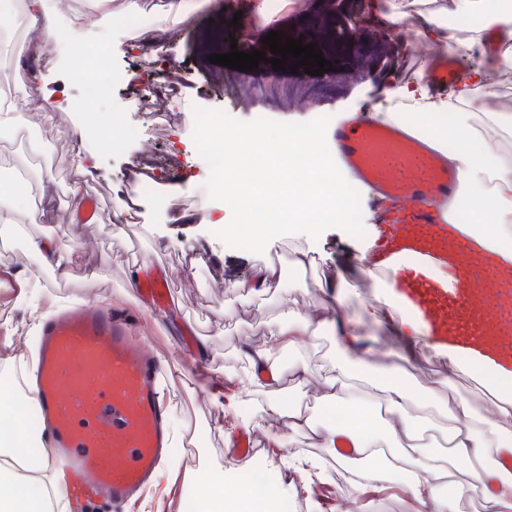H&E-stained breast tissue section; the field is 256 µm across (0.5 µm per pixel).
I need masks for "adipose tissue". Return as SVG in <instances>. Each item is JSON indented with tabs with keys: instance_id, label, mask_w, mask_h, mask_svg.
Returning <instances> with one entry per match:
<instances>
[{
	"instance_id": "1",
	"label": "adipose tissue",
	"mask_w": 512,
	"mask_h": 512,
	"mask_svg": "<svg viewBox=\"0 0 512 512\" xmlns=\"http://www.w3.org/2000/svg\"><path fill=\"white\" fill-rule=\"evenodd\" d=\"M455 9L458 14L479 17L469 37L458 43L465 50H482L487 70L477 73V81H484L491 72L499 84L511 86L512 0H455ZM407 96L417 124L442 115L444 123L434 129L432 145L447 153L452 165L460 169V195L473 206V223L462 224L456 203H449V224L473 238L483 251L512 263V153L482 147L488 134L512 136V113L475 112L464 94L435 95L422 84ZM455 137L462 145L452 152L448 141ZM360 262L362 272L375 280L380 294L374 321L405 335L406 354L414 356L423 341V330L394 291L396 267L373 263L366 253ZM326 328L336 334L338 356L333 370L319 375L304 361L285 362V353L297 349L300 337ZM361 332L359 322L335 323L321 307L305 314L287 310L269 322L262 344L246 354L245 390L277 381L285 372L300 383L315 376L320 380L317 399L326 415L305 416L298 406L270 401L257 406L253 418H287V434L276 439L281 448L288 447L294 435L313 432L320 447L335 457L337 466H350L360 487L391 482L393 471H400L401 485L417 512H461L463 501L475 494L481 498L482 512H512V468L505 464L512 457V376L488 375L495 397L490 414H476L467 400H458L452 423L443 435L444 446L435 448L424 441L427 412L435 398L423 399L418 413H411L408 386L379 375L359 354ZM360 376L366 378L369 394L356 392L355 381ZM35 440L27 430L0 439V512H72L54 461L45 457L30 460L28 452ZM343 444L352 448V456L339 454ZM202 512H256V495L248 485L239 484L232 502H225L223 480H212L203 494Z\"/></svg>"
}]
</instances>
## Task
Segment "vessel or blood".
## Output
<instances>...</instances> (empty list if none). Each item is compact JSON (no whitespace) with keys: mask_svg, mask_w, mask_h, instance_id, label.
Returning a JSON list of instances; mask_svg holds the SVG:
<instances>
[{"mask_svg":"<svg viewBox=\"0 0 512 512\" xmlns=\"http://www.w3.org/2000/svg\"><path fill=\"white\" fill-rule=\"evenodd\" d=\"M332 142L337 162L384 201L378 251L397 265L396 292L429 343L512 374V264L448 224L459 172L421 140L363 116L336 126ZM163 380L125 311L73 306L42 326L38 413L80 505L106 497L130 512L150 491L171 440Z\"/></svg>","mask_w":512,"mask_h":512,"instance_id":"1","label":"vessel or blood"}]
</instances>
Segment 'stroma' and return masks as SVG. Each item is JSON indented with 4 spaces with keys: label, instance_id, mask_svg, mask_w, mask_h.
<instances>
[{
    "label": "stroma",
    "instance_id": "1",
    "mask_svg": "<svg viewBox=\"0 0 512 512\" xmlns=\"http://www.w3.org/2000/svg\"><path fill=\"white\" fill-rule=\"evenodd\" d=\"M143 13L153 24L131 34L120 23L122 10L111 12L76 0H46L56 26L78 24L89 48L105 49L114 70L123 76L111 96L86 101L82 80L76 79L72 43L43 45L38 32L27 30L20 51L0 44V66L23 64L25 76L13 93L24 98L25 117H54L51 137L54 152L68 157L96 151L98 165L84 171L57 166L52 180L40 184L36 162L42 150L31 139H0V166L28 173L31 199L27 209L33 222L22 230L0 233V364L11 366L30 359L39 342V325L31 306L20 298L27 282L41 279L45 293L40 309L56 310L67 302L84 300L128 310L143 321V330L166 362V388L175 419L186 425L183 440L173 442L168 459L178 475L164 496L148 495L137 512H187L191 494H199L208 477L226 470L241 472L264 462L272 484L293 483L282 498L294 505L304 497L305 512H345L362 506L363 512H416L415 504L399 490L380 492L357 488L349 468L325 458L323 449L308 434L295 436L294 452L274 447V436L286 427L275 416L247 427L228 407L213 404L199 385L210 376L224 385L225 396L237 394L245 373L248 348L261 344L263 328L284 310L304 312L323 301L318 287L323 277L342 273L346 297L339 318H359L376 302L372 278L359 270L363 239L332 228L317 240L291 235L272 240L264 255L226 247L207 224V212L225 213L220 202L208 201L203 185L207 163L194 147V107L226 111L240 120L265 117L279 122H305L320 116L338 122L365 112H400L408 105L405 88L426 82L432 53L444 49L457 71L479 69L478 51L457 49L454 43L437 45L420 33L421 0H280L278 10L262 12L261 0H210L188 14L172 17L170 0H141ZM291 32L304 43H317L337 69L319 76L276 71L269 62L239 71L210 63L214 54L229 52L231 44L267 51L262 41L270 31ZM158 89L168 97L171 119L156 117L146 95ZM113 124L120 141L112 146L88 138L100 124ZM154 181L155 195L173 201L158 208L154 197L139 187ZM93 195L98 218L93 224L70 221L73 188ZM131 200L139 221L125 227L127 241H114L115 196ZM47 235L72 248L69 276L46 269L39 256L23 264L14 257L30 236ZM311 253V263H289L284 277L293 281L282 294L247 296L225 288L226 279H253L262 260L290 256L294 245ZM156 263L175 275L172 290L179 308L169 318L166 307L143 304L132 288L134 271ZM99 279H90L91 271ZM365 347L376 362L413 396L432 391L448 399H466L475 412H485L490 394L481 374L462 367L449 375L447 361L433 357L402 359L401 336L375 325L365 327ZM249 430L255 438L250 453L237 457L227 452L230 436ZM324 457L325 475L305 472L301 459Z\"/></svg>",
    "mask_w": 512,
    "mask_h": 512
}]
</instances>
